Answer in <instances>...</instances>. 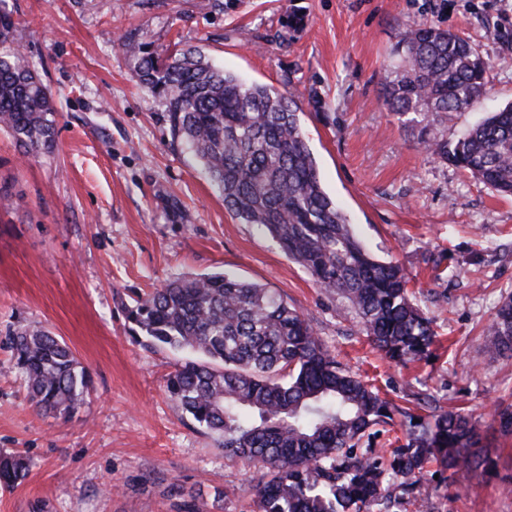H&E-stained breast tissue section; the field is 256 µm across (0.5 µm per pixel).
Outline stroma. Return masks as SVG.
I'll return each instance as SVG.
<instances>
[{
  "label": "stroma",
  "instance_id": "obj_1",
  "mask_svg": "<svg viewBox=\"0 0 512 512\" xmlns=\"http://www.w3.org/2000/svg\"><path fill=\"white\" fill-rule=\"evenodd\" d=\"M305 26L289 30L290 7ZM0 53L20 48L56 106L53 148L32 156L0 131V455L29 464L0 482V512H255L260 465L225 454L165 392L177 355L128 331L134 299L168 279L221 268L303 313L349 372L395 404L457 408L492 465L446 487L427 474L431 512H512V353L484 332L512 295V197L493 193L417 144L381 83L406 25L423 19L478 45L486 98L437 126L456 139L512 102V0H6ZM194 47L247 82L288 88L325 191L374 255L400 264L438 333L431 360L380 358L342 300L325 293L256 225L244 224L178 147L161 99L121 41ZM41 325L89 373L69 417L30 401L6 343Z\"/></svg>",
  "mask_w": 512,
  "mask_h": 512
}]
</instances>
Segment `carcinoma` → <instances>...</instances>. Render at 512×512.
Listing matches in <instances>:
<instances>
[{
  "instance_id": "cac0c4a2",
  "label": "carcinoma",
  "mask_w": 512,
  "mask_h": 512,
  "mask_svg": "<svg viewBox=\"0 0 512 512\" xmlns=\"http://www.w3.org/2000/svg\"><path fill=\"white\" fill-rule=\"evenodd\" d=\"M141 56L139 83L162 98L173 139L192 154L244 224L267 232L315 283L354 309L373 349L396 365L426 359L436 342L400 266L371 256L344 212L324 190L287 91L246 82L202 52ZM397 63L381 88L386 109L420 116L418 141L430 156L512 196V103L450 142L433 132L448 114L478 105L491 63L469 41L432 21L405 27ZM50 91L26 57L0 55V127L25 151L53 147ZM132 338L188 357L166 379V392L202 428L222 437L224 452L262 464L256 512H424L420 477L436 467L448 486L491 463L472 420L456 411L420 415L399 409L350 374L312 323L275 291L213 271L176 278L138 297L128 310ZM29 398L67 417L89 386L87 370L50 330L8 332ZM512 352V296L497 308L485 340ZM376 426L402 436L382 452ZM20 455L0 457V480L25 478Z\"/></svg>"
}]
</instances>
